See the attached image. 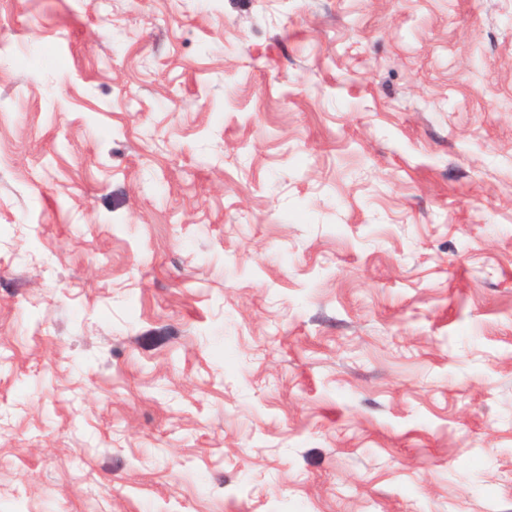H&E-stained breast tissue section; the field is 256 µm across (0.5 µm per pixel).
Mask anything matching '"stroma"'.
Here are the masks:
<instances>
[{"label":"stroma","instance_id":"35a3bbf8","mask_svg":"<svg viewBox=\"0 0 512 512\" xmlns=\"http://www.w3.org/2000/svg\"><path fill=\"white\" fill-rule=\"evenodd\" d=\"M0 512H512V0H0Z\"/></svg>","mask_w":512,"mask_h":512}]
</instances>
